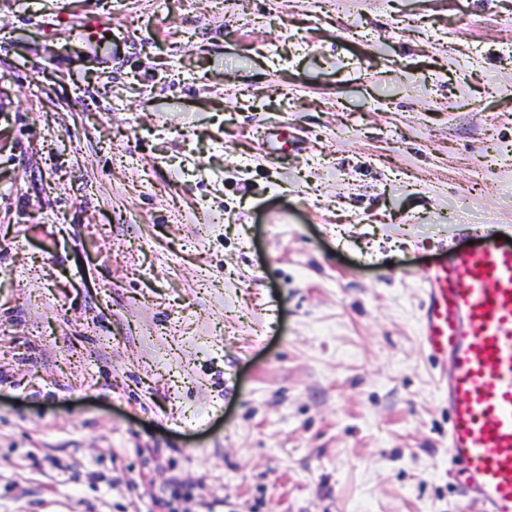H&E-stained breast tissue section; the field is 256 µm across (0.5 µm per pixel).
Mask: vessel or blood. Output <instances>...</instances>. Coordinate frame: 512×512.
<instances>
[{
    "mask_svg": "<svg viewBox=\"0 0 512 512\" xmlns=\"http://www.w3.org/2000/svg\"><path fill=\"white\" fill-rule=\"evenodd\" d=\"M424 277L419 338L449 361L448 455L483 512H512V226L474 227Z\"/></svg>",
    "mask_w": 512,
    "mask_h": 512,
    "instance_id": "vessel-or-blood-1",
    "label": "vessel or blood"
}]
</instances>
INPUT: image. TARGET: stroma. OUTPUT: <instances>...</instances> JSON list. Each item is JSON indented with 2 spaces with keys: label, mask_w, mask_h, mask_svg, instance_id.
I'll use <instances>...</instances> for the list:
<instances>
[{
  "label": "stroma",
  "mask_w": 512,
  "mask_h": 512,
  "mask_svg": "<svg viewBox=\"0 0 512 512\" xmlns=\"http://www.w3.org/2000/svg\"><path fill=\"white\" fill-rule=\"evenodd\" d=\"M475 222L512 0H0V512H478L419 340Z\"/></svg>",
  "instance_id": "1"
}]
</instances>
